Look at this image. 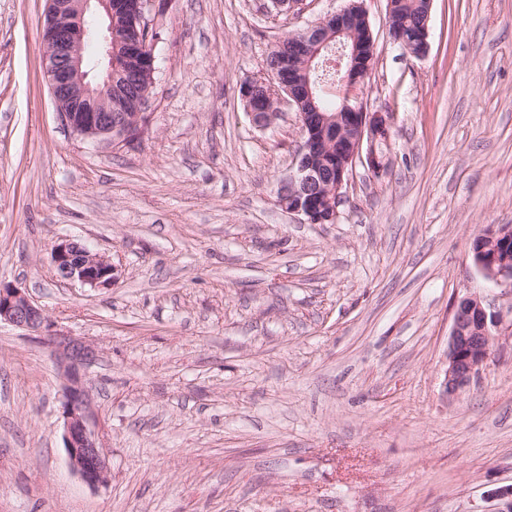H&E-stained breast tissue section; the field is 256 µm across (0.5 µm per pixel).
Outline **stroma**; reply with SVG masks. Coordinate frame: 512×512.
<instances>
[{
	"label": "stroma",
	"mask_w": 512,
	"mask_h": 512,
	"mask_svg": "<svg viewBox=\"0 0 512 512\" xmlns=\"http://www.w3.org/2000/svg\"><path fill=\"white\" fill-rule=\"evenodd\" d=\"M265 0H166L139 138L61 120L43 77L46 0H0V283L95 345L88 486L63 442L64 381L0 324V512H495L512 486V339L444 391L454 302L512 295L471 245L512 225V0H432L429 50L393 43L386 0L363 88L394 115L386 173L356 166L333 224L276 203L303 142L294 107L257 126L241 96L287 32ZM79 241L118 269L56 277ZM57 276L91 289L111 288L117 280V268L111 261L70 239L57 243L52 250Z\"/></svg>",
	"instance_id": "1"
}]
</instances>
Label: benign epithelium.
<instances>
[{
	"label": "benign epithelium",
	"instance_id": "1",
	"mask_svg": "<svg viewBox=\"0 0 512 512\" xmlns=\"http://www.w3.org/2000/svg\"><path fill=\"white\" fill-rule=\"evenodd\" d=\"M46 24L41 48L44 77L56 109L73 132L99 142H111L139 132L144 122L142 112L112 111V0H46ZM97 9L106 18L103 25V80L92 82L84 60V46L89 39L86 16ZM369 21L360 3L353 2L340 12L327 16L310 28L291 35L303 43L320 39V28L330 22L340 40L322 43L323 59L336 70L338 97L344 111L332 120L341 125L336 139L325 151L336 154V181L333 201L327 218L316 215L315 188L325 159L319 148L311 147L305 115H300L305 141L299 153L296 170L283 180L299 189L298 200L286 208L290 214L301 215L311 224L333 223L343 203L342 188L353 168L360 163L373 174L382 175L387 161L376 151L377 141L391 135L394 113L368 111L359 96L367 62L357 43L349 44L341 37L359 21ZM264 79L252 80L242 87L254 120L266 124L258 103L252 101V87ZM471 248L474 266L482 276L506 290L512 289V225L490 226L476 236ZM52 263L57 276L75 281L91 289L112 287L117 268L111 261L87 247L65 239L52 250ZM512 306L504 312L477 295L466 296L454 303L450 328L444 389L449 395L464 390L477 377L491 357L495 341L512 335ZM7 322L32 335H39L49 348L64 380L62 417L63 442L71 470L87 485L96 487L107 481L110 468L98 434L92 429V401L85 378V368L97 356L94 345L74 336L57 334L43 309L20 288L0 285V323Z\"/></svg>",
	"mask_w": 512,
	"mask_h": 512
}]
</instances>
